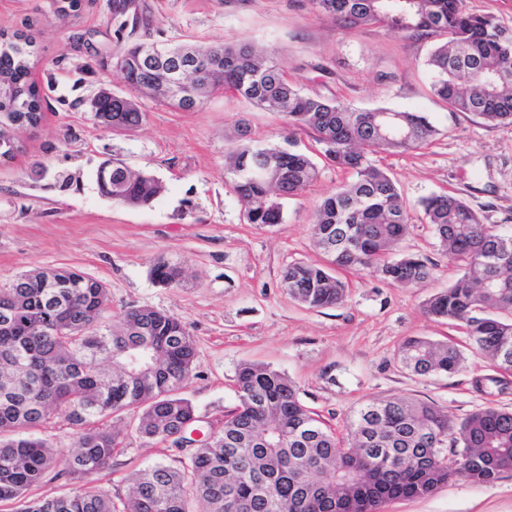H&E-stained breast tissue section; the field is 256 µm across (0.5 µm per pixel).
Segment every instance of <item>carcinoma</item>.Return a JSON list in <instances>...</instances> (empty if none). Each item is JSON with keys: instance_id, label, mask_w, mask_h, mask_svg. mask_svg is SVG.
I'll use <instances>...</instances> for the list:
<instances>
[{"instance_id": "obj_1", "label": "carcinoma", "mask_w": 512, "mask_h": 512, "mask_svg": "<svg viewBox=\"0 0 512 512\" xmlns=\"http://www.w3.org/2000/svg\"><path fill=\"white\" fill-rule=\"evenodd\" d=\"M119 28L148 29L135 0H108ZM346 29L380 24L402 35L438 39L428 65L435 94L448 111L470 113L512 130V29L495 17L468 11L464 0H309ZM33 41L0 38V140L41 117L44 97L30 82ZM192 58L197 102L177 98L175 71ZM116 68L142 96L191 110L224 91L252 106L282 114L311 135L320 154L351 181L326 198L312 227L322 265L297 262L283 272L288 295L311 309L344 302L335 268L362 267L398 286L418 285L431 268L416 258L386 260L409 228L407 207L385 169L372 156L429 144L438 130L417 112L387 107L359 110L303 92L270 54L248 44L208 48L140 41L117 57ZM98 125L132 132L147 119L137 100L104 92L94 99ZM232 191L248 224L283 221L282 199L317 176L301 152L262 146L237 126L226 165ZM112 200L150 204L161 181L117 159ZM441 245L463 266L426 311L464 326L468 349L495 367L512 370V268L497 265L512 254V232L484 224L461 198L441 194L421 202ZM159 282L171 285L179 269L159 263ZM0 504L12 512H379L398 499L423 498L455 479L495 482L512 471V412L485 406L459 421L435 405L394 398L360 405L336 437L303 405L299 388L269 366L245 364L236 376L238 404L224 429L186 452L179 467L156 463L141 470L121 504L93 485L110 469L120 432L97 425L118 411L138 412L135 431L166 442L196 422L181 391L193 375L196 349L180 318L149 307L115 317L107 288L72 269L29 271L0 288ZM402 366L417 375L451 374L465 361L453 344L423 337L398 349ZM54 417L80 427L75 449L32 434ZM81 483L79 490L28 500L49 474Z\"/></svg>"}]
</instances>
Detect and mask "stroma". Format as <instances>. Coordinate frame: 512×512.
<instances>
[{"instance_id": "obj_1", "label": "stroma", "mask_w": 512, "mask_h": 512, "mask_svg": "<svg viewBox=\"0 0 512 512\" xmlns=\"http://www.w3.org/2000/svg\"><path fill=\"white\" fill-rule=\"evenodd\" d=\"M136 2L151 16V30L117 29L106 0H79L63 19L55 16L53 0H0V32L32 38L30 78L46 98L42 124L25 130L15 157L0 162V287L25 271L72 267L106 286L113 315L146 306L181 318L197 352L183 395L205 432L222 430L225 411L238 402L236 373L245 363L286 374L302 403L340 437L352 412L372 400L431 402L454 419L487 405L512 411V374L477 391L475 378L493 375V368L467 351L462 327L425 311L428 298L448 288L460 269L427 224L423 199L457 195L483 223L512 230V131L448 111L431 88V41L380 25L348 30L307 0ZM145 38L259 44L306 93L359 109L425 113L438 130L429 145L382 153L376 161L409 212V230L391 257L426 261L431 278L400 287L351 268L339 273L346 284L342 305L310 309L292 300L282 270L321 260L311 237L314 214L348 173L326 162L309 135L281 114L229 93H214L190 111L145 99L148 118L136 131L97 126L90 100L103 90L130 95L113 62ZM242 118L256 143L304 152L318 168L310 186L285 199L282 223H246L226 181L225 155ZM110 158L154 174L164 191L143 207L102 197L95 174ZM60 173L72 175L68 189L59 188ZM159 263L180 270L178 284L153 278ZM411 337L465 349L463 369L429 376L404 369L397 350ZM136 422L132 411L104 420L124 442L96 484L116 499L126 497L144 467L174 466L181 457L171 445L139 438ZM382 512H512V471L491 484L457 480L424 498L390 502Z\"/></svg>"}]
</instances>
